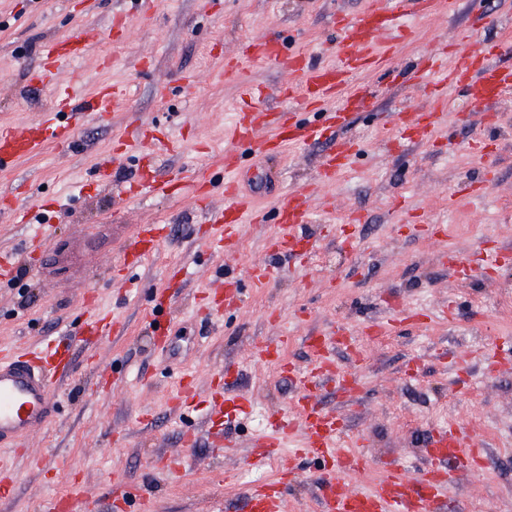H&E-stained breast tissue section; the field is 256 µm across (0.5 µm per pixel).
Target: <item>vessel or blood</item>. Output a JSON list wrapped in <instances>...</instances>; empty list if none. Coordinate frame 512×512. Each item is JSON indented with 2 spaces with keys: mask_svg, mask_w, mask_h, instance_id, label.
<instances>
[{
  "mask_svg": "<svg viewBox=\"0 0 512 512\" xmlns=\"http://www.w3.org/2000/svg\"><path fill=\"white\" fill-rule=\"evenodd\" d=\"M438 0H366L361 10L338 14L336 26L340 37L332 63L309 66L301 52L285 51L275 39L258 38L250 42L243 55L262 60L299 74L298 84L289 86L288 109L272 112L264 104L262 91L245 86L242 104L228 129L234 144L224 154L223 210L211 214V245L216 251L233 245L241 225L260 222L262 216L238 187L241 147L273 156L293 147L328 144L323 155L319 179L331 183L349 167L355 155L352 144L337 137L349 114L367 112L374 100L366 93L352 89L357 73L378 67L395 38L403 32L412 16L431 13ZM498 16L483 9L475 12L463 28L449 56L441 62L419 67L416 78L432 85V106L425 112L408 113L405 120L388 129L395 140H431L448 109L449 90L462 91L478 106L484 129H493L496 113L488 104L512 96V66L498 64V57L512 53V41L503 39L489 44L478 38L482 29L497 24ZM97 31L88 30L67 35L47 44L44 56L47 65L34 79L35 87L57 82L62 62L80 55L89 42L97 40ZM125 98L122 91L102 86L87 98L66 90L46 119L36 124H22L0 130V165L37 153L47 141L68 142L79 125L87 120H103ZM316 113L313 121H300L299 111ZM279 231L272 239L271 249L279 256L291 257L306 265L314 253L312 242L301 232L310 218L306 195L289 193L276 211ZM168 236L164 224L138 228L123 250L120 265L126 273V284H133V272ZM431 312L413 306L394 307L385 320L365 325L363 335L382 336L388 330L411 322L424 327L435 321ZM121 336L124 322L109 313L92 316L84 330L85 336L105 333ZM334 339L323 333L309 337L307 346L314 359L303 372L294 371L282 357L287 338L258 345L260 357L276 363L281 373L298 388L292 413H276L267 433L252 443L249 462L263 466L275 456L287 454L289 463L302 459L316 460L320 465L318 480L321 492L317 512H448V486L458 476L481 465V449L470 447L466 431L459 425L431 432L424 442L427 464L416 474H408L393 460L385 461L377 479L364 486L348 483L351 474L369 469L371 461L355 449L341 448L337 439L343 422L339 415L327 410L316 390L329 383L340 392H351L357 379L339 370L329 358ZM61 342L48 337L23 354H0V446L24 447L29 437L51 423L57 408L54 388L72 372V360L60 351ZM288 476L250 486L245 492L243 512H287Z\"/></svg>",
  "mask_w": 512,
  "mask_h": 512,
  "instance_id": "b4317fda",
  "label": "vessel or blood"
}]
</instances>
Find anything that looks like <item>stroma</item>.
I'll return each mask as SVG.
<instances>
[{"mask_svg": "<svg viewBox=\"0 0 512 512\" xmlns=\"http://www.w3.org/2000/svg\"><path fill=\"white\" fill-rule=\"evenodd\" d=\"M363 2L0 0V129L39 122L51 108L53 90L31 86L29 75L56 37L101 32L102 40L71 61L64 75L76 78L86 94L108 84L127 93L125 108L108 121L0 168V250H20L31 225L55 226L37 253V271L0 286V351H22L43 337L77 332L91 294L126 326L118 338L71 344L74 369L56 386V417L30 440V455L4 453L18 480L11 495L0 499V512H45L49 499L77 483L89 512H112L117 479L139 489L135 512H238L251 485L281 471L276 460L251 466L247 444L294 396L293 387L258 356L257 344L288 334L284 355L303 369L312 360L307 337L358 330L401 301L428 310L451 304L455 313L423 328L405 325L363 340L358 360L336 349L337 364L359 376V390L349 399L329 387L318 390L323 406L346 420L341 447L356 437L366 440L373 466L353 475L351 484L376 478L388 459L416 473L425 462L426 435L454 422L482 448L484 463L449 487L452 505L461 512H512V447L504 445L512 435V369L489 363L497 336H512V258L471 279L457 278L448 266L455 255L512 251V97L497 104L494 142L479 155L464 148L477 132L471 123L476 108L458 91L451 96L448 126L433 145L390 151L383 134L385 122L430 103L428 89L409 79L391 82L389 73L411 72L436 48L453 43L474 0H444L431 14L410 18L408 36L380 69L354 80V88L375 95L380 110L355 113L340 129L358 152L334 185L315 184L323 146L291 149L274 161L248 154L241 182L268 223L244 225L228 255L203 237L207 210L224 205V129L243 87L264 88L266 105L278 109L284 104L280 90L297 80L269 62L243 59L247 44L273 37L314 63H329L338 37L334 14L356 11ZM238 57L240 69L227 72V60ZM135 122L159 136L160 179L194 173L212 181L207 208L157 192L122 197L134 165L113 161L112 146ZM104 161L112 162L114 173L110 183L98 186L94 174ZM477 179L485 184L484 197L462 199L463 189ZM311 184L316 192L308 198L312 222L305 232L316 244L315 256L306 267L285 262L256 281L253 267L272 262L268 240L277 231L276 206L288 190ZM397 196L405 200L404 209L392 208ZM39 201L59 207L33 216L31 224L16 223L15 208ZM357 211L369 222L356 229L353 248L327 236L328 225L343 224ZM141 224H169L173 231L128 288L112 270ZM177 263L185 268L179 282L170 278ZM224 272L239 280L244 302L214 319L202 311L199 295ZM162 291L169 295L170 331L160 346L147 313ZM228 362L238 371L228 381L229 392L251 398L234 447L218 455L203 439L184 447L182 430L201 426L205 408L174 413L171 390L190 370L200 397H207ZM169 456L187 457V467L162 473L157 463ZM317 491L316 465L305 462L288 478L289 512H315Z\"/></svg>", "mask_w": 512, "mask_h": 512, "instance_id": "stroma-1", "label": "stroma"}]
</instances>
